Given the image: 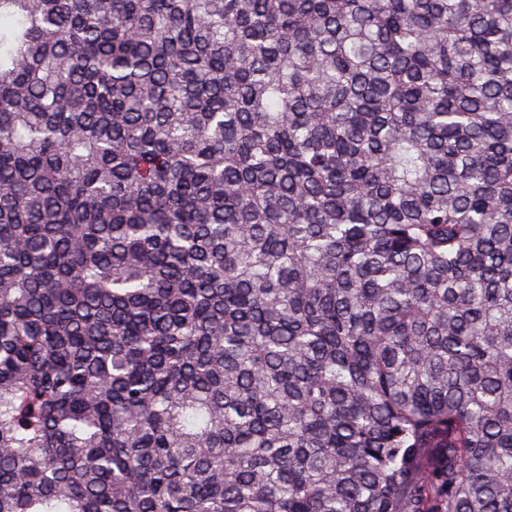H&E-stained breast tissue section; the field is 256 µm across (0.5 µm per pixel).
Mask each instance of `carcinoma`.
Returning <instances> with one entry per match:
<instances>
[{
    "mask_svg": "<svg viewBox=\"0 0 512 512\" xmlns=\"http://www.w3.org/2000/svg\"><path fill=\"white\" fill-rule=\"evenodd\" d=\"M0 512H512V0H0Z\"/></svg>",
    "mask_w": 512,
    "mask_h": 512,
    "instance_id": "obj_1",
    "label": "carcinoma"
}]
</instances>
